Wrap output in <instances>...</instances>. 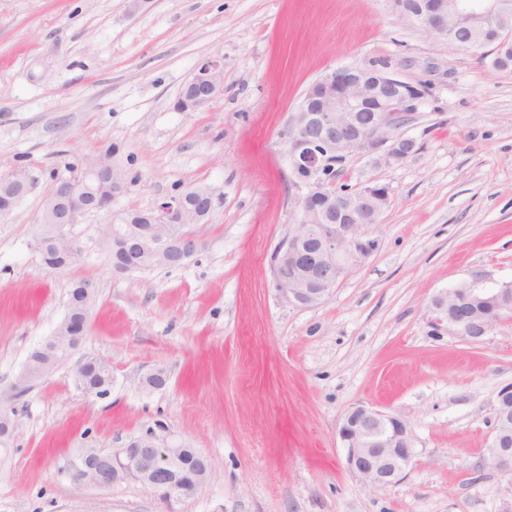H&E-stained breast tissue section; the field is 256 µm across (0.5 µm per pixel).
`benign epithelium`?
<instances>
[{"instance_id":"obj_1","label":"benign epithelium","mask_w":512,"mask_h":512,"mask_svg":"<svg viewBox=\"0 0 512 512\" xmlns=\"http://www.w3.org/2000/svg\"><path fill=\"white\" fill-rule=\"evenodd\" d=\"M389 8L410 26L450 45L468 46L485 40L489 31L501 30L512 15V0H390ZM195 95L178 97L175 108L195 112L224 94V58L201 63L191 78ZM429 87L424 81H406L384 63L349 64L320 76L304 93L296 112L279 136L287 147L291 172L308 177L293 181L299 194L300 218L296 229L277 248L272 261L277 289L288 303L311 307L329 296L340 281L360 267L378 248L368 225L357 223L348 206L339 214L318 206L326 189L335 186L328 158L369 157L389 164L401 159L398 146L404 121L425 103ZM102 168L112 174V190L120 193L127 180L111 158ZM53 224L51 244L66 253L67 261L79 256L70 229L81 217L111 210L88 194L86 179L78 177L46 196ZM215 205L214 194L202 206L179 194L150 211L152 224L128 223V214L105 225L102 248L113 271L139 269L146 252L154 253L162 267L188 264L201 247L189 227L206 223ZM433 305L448 321V330L469 340L483 338L491 328L512 322V284L505 288H480L478 281L458 285L438 294ZM86 328L66 343L53 335L40 351L46 369L58 355L70 360L83 342ZM494 425L487 444L489 463L512 474V383L499 388L493 404ZM15 434L13 409L0 407V444L11 445ZM347 469L374 488L400 481L416 456L409 424L388 412L357 406L338 428ZM210 459L192 454L182 443L150 431L107 453L78 451L69 471L79 482L110 488L132 478L165 499L186 498L205 483Z\"/></svg>"}]
</instances>
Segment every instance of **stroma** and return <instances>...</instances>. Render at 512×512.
I'll return each instance as SVG.
<instances>
[{
  "mask_svg": "<svg viewBox=\"0 0 512 512\" xmlns=\"http://www.w3.org/2000/svg\"><path fill=\"white\" fill-rule=\"evenodd\" d=\"M217 55L223 95L177 111ZM371 61L429 85L403 129L414 150L346 161L344 183L390 189L370 229L379 248L320 305L297 307L271 272L298 222L279 132L319 76ZM109 147L127 176L113 210L214 190L187 265L114 273L106 217L88 214L72 228L79 261L43 267V198ZM18 172L35 187L0 219V405L17 408L0 512H512V476L485 459L512 323L470 342L433 307L463 282H512V72L487 50L436 40L386 0H149L133 16L127 0H0V177ZM78 280L95 286L78 354L111 366L109 395L83 393L65 366L13 400ZM159 367L166 387L140 388ZM357 405L410 425L417 455L399 483L373 489L346 468L337 428ZM151 429L211 459L192 497L68 475L75 449Z\"/></svg>",
  "mask_w": 512,
  "mask_h": 512,
  "instance_id": "35a3bbf8",
  "label": "stroma"
}]
</instances>
